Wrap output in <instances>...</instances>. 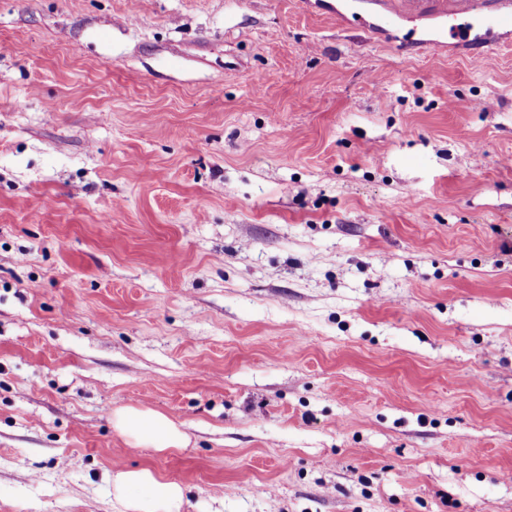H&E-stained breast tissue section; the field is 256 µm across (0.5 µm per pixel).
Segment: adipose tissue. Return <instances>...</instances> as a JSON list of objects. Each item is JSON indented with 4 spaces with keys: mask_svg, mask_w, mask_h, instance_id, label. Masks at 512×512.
Returning <instances> with one entry per match:
<instances>
[{
    "mask_svg": "<svg viewBox=\"0 0 512 512\" xmlns=\"http://www.w3.org/2000/svg\"><path fill=\"white\" fill-rule=\"evenodd\" d=\"M112 424L132 445H146L159 451L182 447L184 436L165 415L151 409L124 407L112 414ZM117 492L140 489L138 497L126 500L127 512H181L183 492L178 483L148 470H120L113 474Z\"/></svg>",
    "mask_w": 512,
    "mask_h": 512,
    "instance_id": "1",
    "label": "adipose tissue"
}]
</instances>
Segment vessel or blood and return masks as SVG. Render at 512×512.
Returning <instances> with one entry per match:
<instances>
[{"label": "vessel or blood", "mask_w": 512, "mask_h": 512, "mask_svg": "<svg viewBox=\"0 0 512 512\" xmlns=\"http://www.w3.org/2000/svg\"><path fill=\"white\" fill-rule=\"evenodd\" d=\"M436 19L432 32L417 25L425 17ZM336 17L349 31L370 32L352 0H346ZM406 21L409 27L400 39L407 48L430 45L441 48L449 40L457 39L475 48L512 44V0H399L387 18L388 24Z\"/></svg>", "instance_id": "obj_1"}]
</instances>
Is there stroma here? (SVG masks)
<instances>
[{"instance_id": "stroma-1", "label": "stroma", "mask_w": 512, "mask_h": 512, "mask_svg": "<svg viewBox=\"0 0 512 512\" xmlns=\"http://www.w3.org/2000/svg\"><path fill=\"white\" fill-rule=\"evenodd\" d=\"M140 468L182 512H512V47L0 0V512ZM112 425L134 446H150L158 451L183 448L184 436L165 415L151 409L124 407L112 414Z\"/></svg>"}]
</instances>
